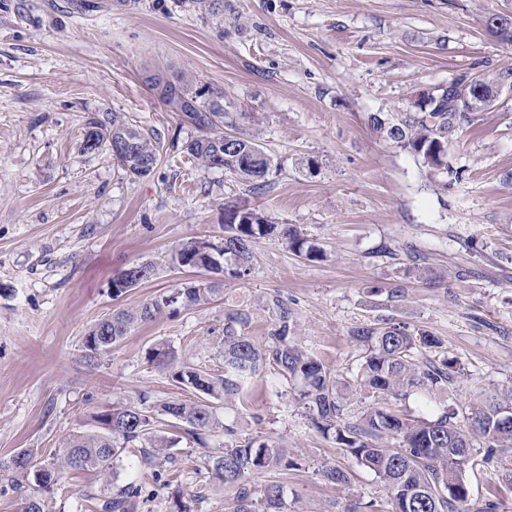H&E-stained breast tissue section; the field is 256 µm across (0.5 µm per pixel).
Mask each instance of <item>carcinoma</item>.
Listing matches in <instances>:
<instances>
[{
    "instance_id": "carcinoma-1",
    "label": "carcinoma",
    "mask_w": 512,
    "mask_h": 512,
    "mask_svg": "<svg viewBox=\"0 0 512 512\" xmlns=\"http://www.w3.org/2000/svg\"><path fill=\"white\" fill-rule=\"evenodd\" d=\"M487 31L499 41L512 45V15L493 13L486 18ZM483 87L512 85V68L483 76ZM159 97L174 111L181 112L199 132L186 142L185 151L204 170L227 171L251 190L264 187V178L273 164L254 140L238 133L218 130L226 124L224 92L203 97L191 91L183 80L171 81L158 74L147 78ZM455 98L465 112L448 111V92L429 89L417 94L414 111L397 116L381 112L369 117L370 127L383 141L413 156L427 175L448 182L458 179L448 160V144L455 134L472 125L477 114L490 109L473 85L452 80ZM128 137L134 154H115L113 159L133 178H145L155 169L160 151L157 142L118 112L92 116L85 123L80 152L93 155L112 151V141ZM277 236L288 249L310 261L324 257V251L295 224L273 221L260 206L247 200L224 206V238L216 245L190 239L174 246L170 261L179 268L227 272L241 278L247 274L252 243ZM220 291L212 281H192L173 292L158 294L134 311H122L100 320L82 343V357L95 365L112 353V347L127 336L136 323L152 322L172 314L176 306L185 309L210 303ZM278 322L262 345L245 336L241 328L249 322L242 311L224 319L222 356L224 374L213 376L180 358L178 351L160 339L148 349L147 363L168 374L180 388L200 394L193 400L179 399L160 404L161 415L171 427L206 448L220 433L222 448L209 455L211 473L222 483L237 489L233 512H283L284 491L278 484L265 487L261 500L253 499L246 479L282 464L288 466L287 451L278 443L260 436L232 437L217 415L215 402L240 395L252 379L270 369L298 386L299 399L314 413L316 427L333 434L337 443L374 473L390 493L395 512H464L470 496L465 471L476 470L488 458H478L476 438L491 448H512V422L501 420L500 410L512 406V388L496 390L477 402L445 408L433 420H419L385 406H373L354 418L345 417L347 401L339 382L323 362L288 335V305L275 298ZM352 339L360 348L356 383L360 390L382 400L407 398L419 391L425 396L447 390L457 383L456 362L436 363L427 353L444 347L443 340L425 330H411L400 324L362 327ZM149 396L137 402L101 409L91 418L94 428L77 431L49 463H42L30 450L0 457V490L16 491L32 479L36 490L23 500L22 512H45L42 493L60 483L68 471H95L103 483L113 488L101 499L100 512H136L142 500L153 498L170 484V467L176 461L173 448L179 437L157 433L142 411ZM132 470L124 484L121 474Z\"/></svg>"
}]
</instances>
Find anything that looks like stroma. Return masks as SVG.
<instances>
[{"label":"stroma","mask_w":512,"mask_h":512,"mask_svg":"<svg viewBox=\"0 0 512 512\" xmlns=\"http://www.w3.org/2000/svg\"><path fill=\"white\" fill-rule=\"evenodd\" d=\"M512 0H223L219 16L177 0H0V457H52L61 439L101 407L191 398L144 354L158 339L219 374L231 311L265 343L273 299L291 311V333L340 379L354 377L361 326L403 323L443 339L459 385L397 409L433 419L447 405L512 387V90L452 140L458 178H430L383 141L370 114L411 111L417 92L512 67V45L485 27ZM187 78L224 93L238 128L273 158L256 201L300 226L325 256L308 261L274 237L252 244L248 275L223 277L207 305L135 325L110 357L90 367L80 344L101 319L180 287L191 272L167 262L190 239L224 235V205L248 189L183 152L197 131L163 103L151 74ZM120 112L160 144L154 172L135 179L109 152L81 155L84 124ZM152 261V278L120 297L110 282ZM236 437L263 436L291 467L252 475L284 490L288 512H392L373 473L319 432L292 384L258 377L219 412ZM469 477L467 512H512V449L488 448ZM179 469L138 512H233L235 492L209 473L207 449L176 447ZM348 473L347 485L323 477ZM108 493L96 473H67L48 512H98Z\"/></svg>","instance_id":"obj_1"}]
</instances>
